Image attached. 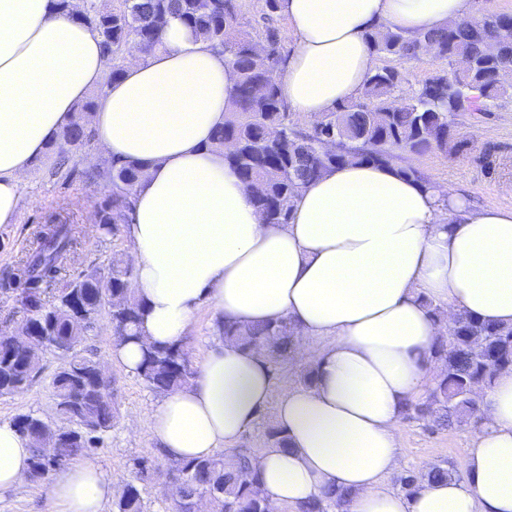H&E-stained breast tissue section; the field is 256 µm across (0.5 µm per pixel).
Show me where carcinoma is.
<instances>
[{
  "label": "carcinoma",
  "instance_id": "1",
  "mask_svg": "<svg viewBox=\"0 0 512 512\" xmlns=\"http://www.w3.org/2000/svg\"><path fill=\"white\" fill-rule=\"evenodd\" d=\"M56 7L96 32L110 67L102 86L77 105L69 122L54 135L44 159L63 164L91 140L85 117L96 111L104 88L122 76L126 53L153 51L161 45L165 28L176 20L192 38L223 53L237 72L234 109L212 142L228 149L225 161L237 171L270 224L288 223L302 185L349 162L395 166L407 176L428 182L417 169L398 164L399 153L446 152L461 113L492 112L512 98V90L497 80L499 70L512 64V15L508 14L491 15L475 25L451 22L414 38L390 28L369 35L379 57L407 61L432 46L442 63L464 59L471 67L464 75L444 67L417 89L405 86L397 68L379 67L357 99L339 106L308 131L293 121L279 97L274 73L284 58L277 29L265 26L262 39L267 51H258L242 0H114L110 4L84 0L80 14L72 13L70 0H57ZM139 178L136 165L116 162L88 175L94 182L110 185V193L98 205L102 232L109 234L115 225L129 223V198ZM72 244L70 226L60 224L26 262L22 321L28 330L46 338L47 348L61 357L51 380L57 414L65 419L76 416L78 425L88 427L100 440L112 429L118 407L109 391L111 376L99 372L98 360L84 344L104 317L115 341L141 340L137 326L143 304L130 288L134 270L121 259L102 271L79 274V292L68 286L54 302L46 303L42 285L58 276L60 261ZM217 330L224 339L246 348L268 345L284 361L291 356L296 339L294 326L286 318L251 326L221 320ZM431 355L441 362L442 372L426 399L407 410L441 429L478 419L481 402L471 388L489 386L498 372L512 370V326L460 314L449 332L437 338ZM39 373V359L0 336V396L27 389ZM136 374L153 392L165 395L188 384L196 372L182 346L146 345ZM12 424L31 442L29 471L35 483L46 482L52 472L90 450L80 434L61 437L48 459L42 447L44 433L51 430L47 421L27 413L15 416ZM135 469L136 476L125 485L114 512H146L142 482L151 474L172 482L176 512H194L201 498L211 503L214 512H265L267 499L248 449L165 466L146 459L137 462ZM446 479L447 470L433 467L425 474L409 471L400 483L411 494L424 481ZM348 497V490L332 486L297 509L327 512L332 506L341 507Z\"/></svg>",
  "mask_w": 512,
  "mask_h": 512
}]
</instances>
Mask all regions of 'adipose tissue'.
I'll use <instances>...</instances> for the list:
<instances>
[{"label": "adipose tissue", "mask_w": 512, "mask_h": 512, "mask_svg": "<svg viewBox=\"0 0 512 512\" xmlns=\"http://www.w3.org/2000/svg\"><path fill=\"white\" fill-rule=\"evenodd\" d=\"M295 48L277 83L296 117L319 119L356 99L375 71L369 35L413 37L475 22L470 0H280ZM99 38L60 16L55 0H0V225L18 223L22 182L89 92L107 157L140 165L125 228L143 300L142 343L115 345L130 371L143 344L185 342L195 313L260 324L288 318L315 369L311 385L273 397L266 349L212 337L195 378L153 409L162 455L182 460L234 444L276 401L291 449L253 460L271 512L330 486L342 512H512V371L481 393L483 425L462 481L387 486L399 461V422L436 361L448 316L512 325V208L479 206L452 186L395 168L346 164L305 185L286 224L262 220L238 173L212 144L235 95L222 54L171 23L162 44L105 84ZM28 438L0 425V493L24 481ZM113 478L72 462L50 486L54 512H103Z\"/></svg>", "instance_id": "ef3b65f1"}]
</instances>
